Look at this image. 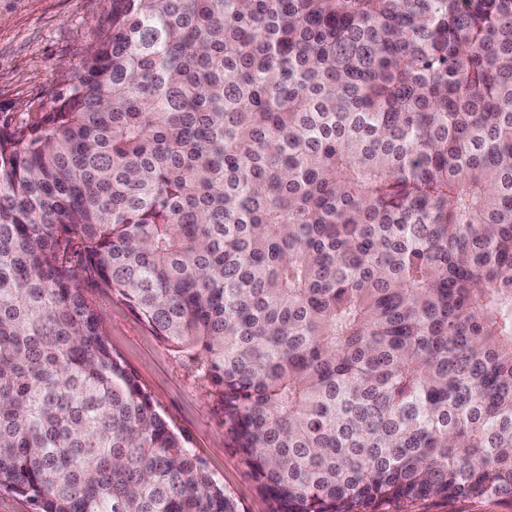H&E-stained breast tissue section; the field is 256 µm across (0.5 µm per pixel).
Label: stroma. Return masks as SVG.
Instances as JSON below:
<instances>
[{
  "label": "stroma",
  "mask_w": 512,
  "mask_h": 512,
  "mask_svg": "<svg viewBox=\"0 0 512 512\" xmlns=\"http://www.w3.org/2000/svg\"><path fill=\"white\" fill-rule=\"evenodd\" d=\"M109 11L110 0H0V112L51 111L105 28ZM88 297L104 319L114 355L240 512H273L234 444L222 405L197 376L192 360L161 342L120 299L94 290ZM368 512H512V503L392 499Z\"/></svg>",
  "instance_id": "obj_1"
}]
</instances>
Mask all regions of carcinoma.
<instances>
[{
  "instance_id": "obj_1",
  "label": "carcinoma",
  "mask_w": 512,
  "mask_h": 512,
  "mask_svg": "<svg viewBox=\"0 0 512 512\" xmlns=\"http://www.w3.org/2000/svg\"><path fill=\"white\" fill-rule=\"evenodd\" d=\"M88 288L192 358L274 512L512 499V0H112L0 113V489L239 512Z\"/></svg>"
}]
</instances>
